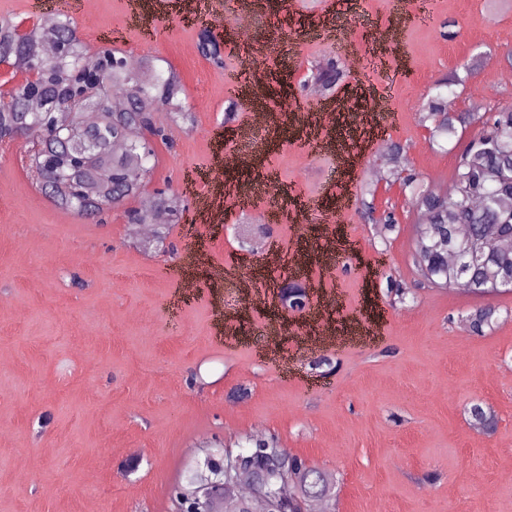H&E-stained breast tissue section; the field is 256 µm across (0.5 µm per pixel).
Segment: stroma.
I'll use <instances>...</instances> for the list:
<instances>
[{
    "instance_id": "1",
    "label": "stroma",
    "mask_w": 512,
    "mask_h": 512,
    "mask_svg": "<svg viewBox=\"0 0 512 512\" xmlns=\"http://www.w3.org/2000/svg\"><path fill=\"white\" fill-rule=\"evenodd\" d=\"M130 0H92L75 18L89 50L97 30L119 29L113 50L173 69L195 123L156 115L169 143L155 142L144 193L184 200L164 246L131 232L126 206L104 221L57 207L29 169L28 142L0 144V512H174L173 491L203 444L224 446L262 427L280 448L334 478L335 512H512V291L479 296L419 284L410 248L419 212L400 184L377 182V210H393L388 237L360 209L337 213L327 186L349 111L395 76L387 138L405 146L406 169L446 191L468 142L494 104L512 103V6L504 0H433L437 21L402 27L384 67L371 62L365 18L388 22L402 0H259L260 12L223 45V66L199 51V24L182 8L151 15L160 32L124 26ZM275 51L249 83L240 115L299 100L261 133L254 167L228 170L236 200L198 216L188 175L233 150L224 122L227 70ZM340 58L343 82L327 93L336 123L329 150L303 152L310 64ZM459 75L455 109L475 113L458 142L430 147L419 112L437 82ZM281 188L275 238L305 255L303 268L270 269L241 249L240 228L266 208L260 184ZM311 199L301 209L300 199ZM204 248L207 265L192 261ZM247 265L251 296L235 286ZM301 275L336 296L340 331L317 335L307 317L282 320L276 290ZM408 288L392 307L389 281ZM222 310H215L214 299ZM497 321L473 333L472 311ZM496 417L483 436L469 409ZM136 470L119 477L120 465Z\"/></svg>"
}]
</instances>
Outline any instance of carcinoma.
I'll use <instances>...</instances> for the list:
<instances>
[{"label":"carcinoma","mask_w":512,"mask_h":512,"mask_svg":"<svg viewBox=\"0 0 512 512\" xmlns=\"http://www.w3.org/2000/svg\"><path fill=\"white\" fill-rule=\"evenodd\" d=\"M17 25L0 20V61L25 59L27 70L36 76L40 97L32 101L26 84L17 82L0 91V142L14 141L32 128L42 132L43 157L35 158L38 182L49 191L59 206L80 216L101 218L109 209L136 198L146 174L155 166L153 139H166L165 130L154 123V112L165 109L174 125H191L193 113L181 81L171 71L165 77L144 81L138 71L125 64L113 66V53L101 50L89 54L77 36L66 13L58 16L51 34L53 44L64 51L45 52V35L40 28L30 37L15 32ZM315 77L325 88L337 85L344 77L340 64L327 62ZM90 74L96 83H76L75 94L82 102L74 105L73 119L62 121L69 112L70 80ZM118 89L124 106L115 111L101 106L99 86ZM471 115L448 111V97L439 91L429 97L420 113V123L430 130V143L456 136L458 127L470 122ZM139 126L150 138L133 141L128 131ZM402 146L391 143L385 159L388 176L417 198L423 222L416 225L414 254L427 258L444 253L452 261L417 266L422 280L444 288L458 286L475 294L512 287V249L502 246L512 241V105L492 110L490 122L473 138L461 155L454 178L453 195L425 193L399 176L405 154ZM163 211L168 223L153 224V237H167L170 225L178 223L180 204L176 198L156 193L127 211L131 224H152L153 214ZM494 309L484 307L471 316L470 329L482 333L491 326ZM251 448L247 460L257 459L272 447L262 438L245 439ZM288 471L271 470L260 482L259 490L276 499V487ZM332 483L318 473L317 490L305 498L309 503L330 497Z\"/></svg>","instance_id":"obj_1"}]
</instances>
